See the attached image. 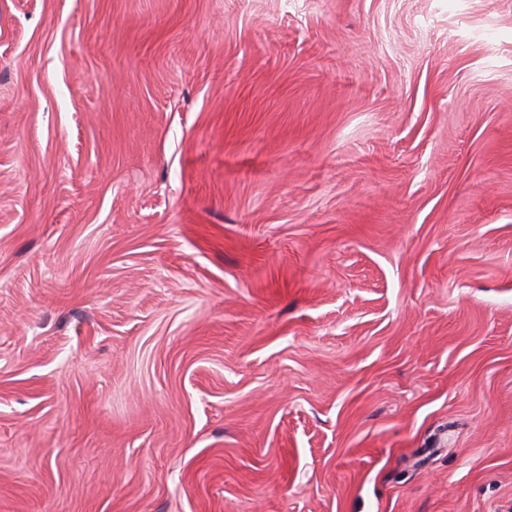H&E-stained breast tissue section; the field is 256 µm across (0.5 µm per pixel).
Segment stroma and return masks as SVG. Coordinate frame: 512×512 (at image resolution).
I'll list each match as a JSON object with an SVG mask.
<instances>
[{"label":"stroma","mask_w":512,"mask_h":512,"mask_svg":"<svg viewBox=\"0 0 512 512\" xmlns=\"http://www.w3.org/2000/svg\"><path fill=\"white\" fill-rule=\"evenodd\" d=\"M0 512H512V0H0Z\"/></svg>","instance_id":"stroma-1"}]
</instances>
